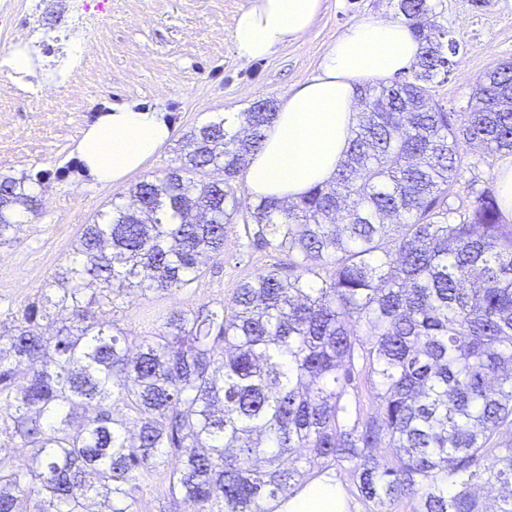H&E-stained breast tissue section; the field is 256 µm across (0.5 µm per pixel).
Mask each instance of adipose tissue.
Here are the masks:
<instances>
[{
    "label": "adipose tissue",
    "instance_id": "ef3b65f1",
    "mask_svg": "<svg viewBox=\"0 0 512 512\" xmlns=\"http://www.w3.org/2000/svg\"><path fill=\"white\" fill-rule=\"evenodd\" d=\"M322 0H251L235 19L232 45L238 61L269 57L307 34ZM421 53L411 28L384 15L360 18L330 42L318 72L288 91L261 150L246 170L251 199L298 200L330 183L345 158L356 124L357 89L364 82L409 73ZM163 110L135 102L98 115L75 152L84 175L116 183L138 170L174 137ZM276 512H348L345 493L322 475L278 503Z\"/></svg>",
    "mask_w": 512,
    "mask_h": 512
}]
</instances>
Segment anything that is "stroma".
<instances>
[{
    "mask_svg": "<svg viewBox=\"0 0 512 512\" xmlns=\"http://www.w3.org/2000/svg\"><path fill=\"white\" fill-rule=\"evenodd\" d=\"M249 2L112 0L107 37L91 58L84 89H58L36 102L0 95V110L9 117L8 127L0 130V173L53 174L44 185L39 216L21 225L14 241L0 245V332H8L16 312L65 264L81 225L113 197L174 162L170 145L124 181L100 184L80 175L74 148L97 113L139 102L165 110L182 133L224 113L246 111L261 98L280 101L316 74L329 43L352 23L371 13L397 14L395 0H323L305 36L245 65L233 53L231 33ZM438 9L459 48L446 80L432 94L447 111L466 112L487 71L512 60V0H440ZM63 167L68 175L56 178ZM286 261L275 252L247 247L240 225L230 224L223 257L209 261L205 278L192 288L151 294L129 307H102L98 315L137 343L156 333L170 308L227 299L241 280Z\"/></svg>",
    "mask_w": 512,
    "mask_h": 512,
    "instance_id": "1",
    "label": "stroma"
}]
</instances>
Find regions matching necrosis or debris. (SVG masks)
I'll return each mask as SVG.
<instances>
[{
	"instance_id": "4bbe7bcc",
	"label": "necrosis or debris",
	"mask_w": 512,
	"mask_h": 512,
	"mask_svg": "<svg viewBox=\"0 0 512 512\" xmlns=\"http://www.w3.org/2000/svg\"><path fill=\"white\" fill-rule=\"evenodd\" d=\"M75 23L64 36H50L42 23L44 0H0V70L11 72L8 58L20 49L39 48L51 65L45 76L11 72L14 93L37 100L48 83L71 87L89 67V48L100 40L104 23L102 0H73Z\"/></svg>"
}]
</instances>
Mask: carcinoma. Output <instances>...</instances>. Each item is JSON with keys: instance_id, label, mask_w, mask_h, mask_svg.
Segmentation results:
<instances>
[{"instance_id": "obj_1", "label": "carcinoma", "mask_w": 512, "mask_h": 512, "mask_svg": "<svg viewBox=\"0 0 512 512\" xmlns=\"http://www.w3.org/2000/svg\"><path fill=\"white\" fill-rule=\"evenodd\" d=\"M396 8L419 60L361 88L333 182L241 210L234 181L277 112L251 107L234 132L191 127L173 165L83 225L0 334V442L33 449L0 454V512H136L141 478L167 465V512H273L301 476L282 466L294 454L348 466L368 512H512V224L489 189L448 203L463 145L512 155V67L487 73L471 111H445L431 85L455 41L435 0ZM50 176L0 174V243ZM238 223L288 266L169 309L134 354L98 318L192 287Z\"/></svg>"}]
</instances>
